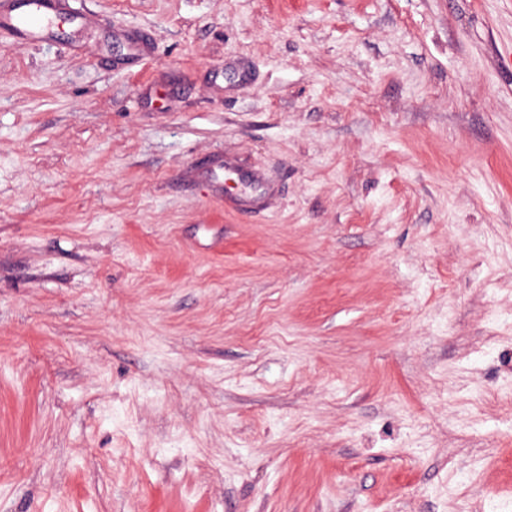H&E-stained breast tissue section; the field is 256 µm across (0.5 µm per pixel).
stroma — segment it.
I'll return each mask as SVG.
<instances>
[{
	"instance_id": "35a3bbf8",
	"label": "stroma",
	"mask_w": 512,
	"mask_h": 512,
	"mask_svg": "<svg viewBox=\"0 0 512 512\" xmlns=\"http://www.w3.org/2000/svg\"><path fill=\"white\" fill-rule=\"evenodd\" d=\"M66 6L0 43V512H512V0Z\"/></svg>"
}]
</instances>
